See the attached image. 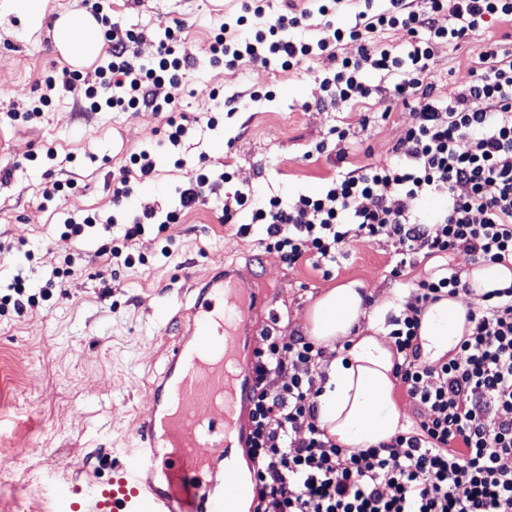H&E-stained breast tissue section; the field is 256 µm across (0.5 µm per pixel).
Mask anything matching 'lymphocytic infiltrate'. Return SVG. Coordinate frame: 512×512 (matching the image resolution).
I'll return each mask as SVG.
<instances>
[{"instance_id":"lymphocytic-infiltrate-1","label":"lymphocytic infiltrate","mask_w":512,"mask_h":512,"mask_svg":"<svg viewBox=\"0 0 512 512\" xmlns=\"http://www.w3.org/2000/svg\"><path fill=\"white\" fill-rule=\"evenodd\" d=\"M341 2L312 0L301 13L272 18L268 0H243L214 30L208 63L291 69L327 55L336 62L320 78L328 104L379 94L390 105L414 102L395 160L339 172L320 192L289 200L259 199L248 187L225 194L229 173L202 166L178 187V207L162 212L140 205L123 227V243L148 224L167 232L185 210L220 198L224 218L249 211L239 235L261 231L266 250L290 265L303 259L317 269L334 267L355 238L399 241L403 252L390 270L396 279L421 258L500 263L512 256V52L495 41L480 45L469 83L448 94H438L432 80L438 49L459 45L490 22L511 21L512 0H387L379 11L374 0H352L355 24L349 28L329 18ZM303 23L316 27V38L291 37ZM387 29L404 31L405 43L379 47L375 37ZM183 31V21L173 20L156 57L145 63L134 50L142 32L109 24L105 63L95 70L99 85L82 87L79 71L63 70L47 80L31 115L60 91L79 92L92 111L149 108L165 113L167 144L180 150L192 125L176 115L173 100H158L155 89L180 83L195 65L180 51ZM347 40L359 42L357 56H338ZM368 71L378 72L387 87L366 83ZM475 100L483 108H472ZM156 174L150 151L132 154L113 181L114 205L127 202L133 181ZM436 195L444 202L429 221L408 207ZM462 274L451 265L438 279L418 281L401 315L391 318L395 377L417 419L412 431L369 448L343 447L318 423L323 348L294 331L262 333L251 352L253 384L244 398L254 512H512V288L475 303L472 330L452 358L426 363L419 345L423 309L442 295L467 292ZM60 275L53 270L35 295L28 277L16 273L0 295V313L35 307Z\"/></svg>"}]
</instances>
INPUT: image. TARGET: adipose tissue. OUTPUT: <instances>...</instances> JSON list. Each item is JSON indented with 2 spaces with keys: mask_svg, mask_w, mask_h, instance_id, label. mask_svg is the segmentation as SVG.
<instances>
[{
  "mask_svg": "<svg viewBox=\"0 0 512 512\" xmlns=\"http://www.w3.org/2000/svg\"><path fill=\"white\" fill-rule=\"evenodd\" d=\"M87 34L75 42L68 36L73 21ZM95 18L88 13L61 17L55 25L57 46L68 62L94 61L102 48ZM464 278L471 296H444L428 304L421 316L419 342L428 363L455 355L471 324L472 297L512 287V259L503 263H475ZM365 286L351 280L323 289L306 313L307 336L330 352L320 370L324 375L318 401V421L346 448H366L389 440L405 429L395 398L397 355L387 339L390 317L400 315L405 293H391L367 303Z\"/></svg>",
  "mask_w": 512,
  "mask_h": 512,
  "instance_id": "1",
  "label": "adipose tissue"
}]
</instances>
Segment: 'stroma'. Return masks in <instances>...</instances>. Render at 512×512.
<instances>
[{"label": "stroma", "instance_id": "35a3bbf8", "mask_svg": "<svg viewBox=\"0 0 512 512\" xmlns=\"http://www.w3.org/2000/svg\"><path fill=\"white\" fill-rule=\"evenodd\" d=\"M93 0H46L39 28L15 15L0 22V163L14 174L0 183V291L12 262L32 270L41 284L53 268L64 269L49 300L23 315H0V512H47L59 484L85 486L110 476L103 459L121 458L131 447L134 421L148 410V386L162 373L167 350L179 333L171 304L194 303L193 282L223 267L238 272L264 304L252 314L254 332L242 356H250L255 334L276 322L284 330H303L308 308L322 289L358 280L372 296L402 290L390 275L397 247L390 242L354 241L330 274L302 262L283 263L266 252L257 235H237L224 223L214 200L189 210L169 236L146 227L132 242L138 261L101 254L112 247L110 232L87 229L83 241L65 233L64 223L86 213L112 212V179L130 153L154 149L160 174L138 184L134 202L164 208L177 200L175 189L188 168L206 163L231 173L226 193L252 187L257 195L294 196L320 191L335 175L333 127L347 129V168L389 159L405 126L409 107L398 105L383 117L379 98L338 107L322 101L316 80L330 65L316 57L293 69L265 68L249 62L233 68L208 63L211 31L240 0H102L112 21L143 32L136 47L141 60L155 57L165 23H185L182 49L196 65L180 84L158 88L193 118L215 110L211 91L237 94V109L216 127L197 125L196 146L185 168L159 145L162 117L138 112H88L71 93L55 95L48 111L30 121L11 115L45 89L48 77L67 63L55 50L53 26L60 13L90 11ZM512 51V22H494L460 49L439 48L433 75L439 91L470 80L469 61L484 41ZM271 90L260 102L252 91ZM55 160H48L47 149ZM76 180L68 201L42 199L50 180Z\"/></svg>", "mask_w": 512, "mask_h": 512}]
</instances>
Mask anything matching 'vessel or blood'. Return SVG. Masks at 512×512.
<instances>
[{
    "mask_svg": "<svg viewBox=\"0 0 512 512\" xmlns=\"http://www.w3.org/2000/svg\"><path fill=\"white\" fill-rule=\"evenodd\" d=\"M254 295L235 281H205L186 310L189 340L175 342L151 384L132 448L83 496L62 488L51 512H240L253 493L231 453L236 407L251 378L239 348Z\"/></svg>",
    "mask_w": 512,
    "mask_h": 512,
    "instance_id": "vessel-or-blood-1",
    "label": "vessel or blood"
}]
</instances>
